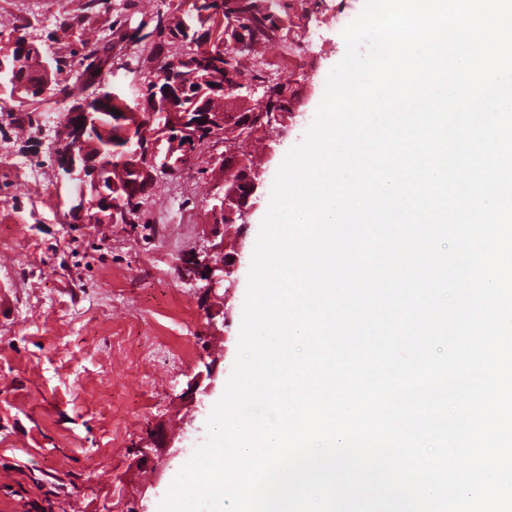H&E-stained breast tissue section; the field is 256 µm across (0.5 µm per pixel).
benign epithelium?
Here are the masks:
<instances>
[{
	"label": "benign epithelium",
	"mask_w": 512,
	"mask_h": 512,
	"mask_svg": "<svg viewBox=\"0 0 512 512\" xmlns=\"http://www.w3.org/2000/svg\"><path fill=\"white\" fill-rule=\"evenodd\" d=\"M8 50L0 52V95L8 97L22 108L45 98L54 92L50 75L35 87L13 79V73L26 62L28 41L17 34L0 42ZM157 84V95L145 99L144 106L133 113L140 135L124 145L122 161L125 168L139 178L128 181L127 192L135 201H144L153 184L161 175L176 172L191 159L194 150L192 127L197 123L212 129V152L216 167L224 171L219 191L206 200L210 218V233L198 249L182 261L185 275L202 283L204 294H214L223 288L230 291L236 281L231 279L239 256L224 251V225L238 224L245 228L254 211L259 207L263 194L264 170L248 164L246 158L233 148L236 141L245 137L243 126L234 113L224 110L203 112L198 121H189L182 111L181 84L169 75L167 84ZM253 93L254 88L240 81L215 88L209 94L212 99L226 98L246 100L242 91ZM107 92L100 91L85 96L83 106L69 107L56 126V139L69 147L58 155V169L75 182V192L70 200L68 216L77 224H121L127 219L126 211L112 200L114 182L109 175L110 166L100 160L101 154L90 151L97 146L99 136H106L110 127L100 120L97 108L105 101ZM282 108L269 114L272 123L291 127L297 117L304 114V100L298 90L288 84L279 88Z\"/></svg>",
	"instance_id": "benign-epithelium-1"
}]
</instances>
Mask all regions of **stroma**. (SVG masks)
I'll return each mask as SVG.
<instances>
[{"mask_svg":"<svg viewBox=\"0 0 512 512\" xmlns=\"http://www.w3.org/2000/svg\"><path fill=\"white\" fill-rule=\"evenodd\" d=\"M0 0V25L17 29L51 57L81 51L82 30L115 20L112 70L105 90L137 107L156 75L148 34L157 12L173 0ZM282 28L255 75L280 82L310 79L313 92L296 125L273 126L255 143L276 144L267 164L272 185L286 152L304 136L322 101L325 81L346 52L339 17L354 20L363 0H271ZM69 21L62 33L61 21ZM320 46L297 70L288 51L301 26ZM62 104L28 106L30 136L14 132L15 113L0 112V512L22 501L44 512H160L184 453L165 457L150 484L133 450L146 438L176 437L195 448L208 437L207 419L224 392L236 357L248 273L261 222V202L246 230L224 229L225 248H239L236 286L226 301L203 299L177 266L207 230L205 199L214 178L197 170L161 180L155 203L137 224H68L73 184L54 162ZM223 310L224 323L208 326ZM214 371L207 395H192L198 375Z\"/></svg>","mask_w":512,"mask_h":512,"instance_id":"1","label":"stroma"}]
</instances>
